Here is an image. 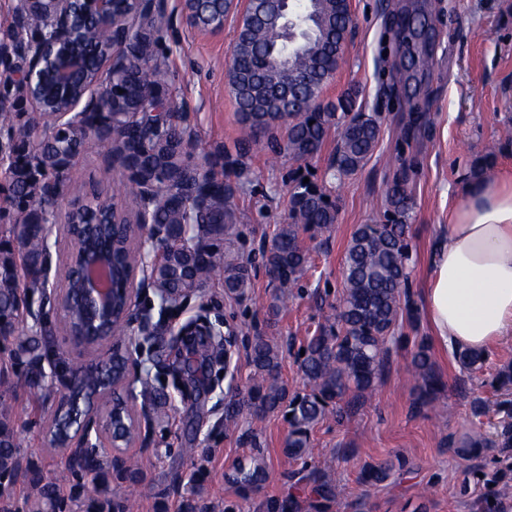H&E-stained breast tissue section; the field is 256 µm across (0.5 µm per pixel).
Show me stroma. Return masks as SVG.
I'll return each mask as SVG.
<instances>
[{
    "label": "stroma",
    "instance_id": "obj_1",
    "mask_svg": "<svg viewBox=\"0 0 512 512\" xmlns=\"http://www.w3.org/2000/svg\"><path fill=\"white\" fill-rule=\"evenodd\" d=\"M406 2L352 0L354 24L345 63L324 96L333 99L358 89L363 111L379 114L382 133L362 170L336 180L328 172L339 134L335 128L319 155L305 162L273 156L263 141L241 150L224 67L235 38L237 14H230L223 31L213 34L184 23L182 0H166L169 27L158 49L170 72L168 91L185 112L194 136V159L199 162L215 155L227 160L229 175L234 172L231 160L243 159L249 168L234 201L239 213L237 247L252 269L253 288L241 300L227 295L223 285L215 282L168 307L155 288L147 286L135 294V317L123 347L137 363L138 376L152 379L164 395L168 414L162 423L139 422L135 442L123 451L127 464L144 475L137 512H182L185 500L199 486L211 512H281L290 500L295 512H314L301 462L282 453L287 421L280 415L256 419L237 408L250 374L251 340L266 336L282 344L281 378L290 391L301 390L298 351L308 333L334 312L341 291V259L352 231L357 225L381 220L389 168L397 154H404L414 165L409 266L410 293L418 308L423 305L428 260L449 212L472 179L475 159L488 144L502 142L505 148L493 171L512 175V146L506 143L512 136V0H424L434 40L422 92L413 100L398 86L392 66L401 52L393 19ZM413 112L422 113L423 122L407 142L402 132ZM118 175L109 165L105 148L88 143L86 154L61 179L56 217H64L91 193L111 191ZM298 176L326 186L337 201V221L330 232L305 238L313 266L294 289L287 309L273 318L267 314L274 288L263 250L288 215L292 180ZM66 252L64 243L51 246L45 288L29 295L31 311L20 322L26 335L42 326L51 329L53 352L44 370L57 393L66 381L60 363L96 355L95 350L70 342L56 301L62 287L58 272ZM197 320L219 329L237 352L235 376L224 375L223 363H215L206 388L199 391L176 385L170 370L174 354L169 348L180 329ZM431 353L442 381L437 401L447 406L446 417L416 409L410 350L395 347L371 400L343 416H327L315 426L311 436L315 457L331 461L327 474L338 492L337 500L323 512H476L477 505L485 502L491 512H512V493L500 494L491 484L494 473L512 467V458L490 448L480 458L463 461L448 448L449 436L471 428L486 429L496 422L495 408L507 393L492 382L497 370L512 360V353L502 345L490 349L483 369L473 375L461 372L453 351L435 346ZM476 396L489 407L479 418L470 409ZM233 408L238 411L240 431L258 434L259 453L268 471L266 482L247 500L240 498L228 479L234 464L252 453L237 433L224 430V413ZM50 414V407L41 405L28 390H18L14 419L19 453L37 463L51 480L65 460V451L48 443ZM185 448L195 449V457L182 456ZM396 458L404 459L405 465L394 469L385 482L361 484L366 464Z\"/></svg>",
    "mask_w": 512,
    "mask_h": 512
}]
</instances>
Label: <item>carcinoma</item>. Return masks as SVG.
<instances>
[{"mask_svg":"<svg viewBox=\"0 0 512 512\" xmlns=\"http://www.w3.org/2000/svg\"><path fill=\"white\" fill-rule=\"evenodd\" d=\"M233 8V0H204L198 4L190 25L215 32ZM299 14L303 27L288 30L286 11L277 0H245L240 11L231 64L226 76L239 115L241 148L260 138L276 154L312 159L319 154L328 132L337 124L342 132L330 166L332 176L355 174L370 159L380 139L381 124L374 112L357 106L358 93L346 92L327 100V81L344 60L352 29L350 0H304ZM21 28L26 37L47 34V25L27 17ZM168 28L163 13L139 16L131 28L148 34V58H136L109 74L113 111L92 115L100 128V141L112 153L122 170L116 195L130 197L137 209L148 208L150 221L162 236L158 249L164 256L150 268L149 277L157 288L184 294L219 281L224 291L239 298L252 288L251 268L234 249L238 213L233 202L235 185L217 171L219 160L194 161L192 137L185 115L167 97L168 71L158 53L161 34ZM413 44L426 48L433 32L426 20L407 24ZM110 41L104 25H92L89 54L98 60ZM26 96L20 92L10 107L0 110V123L12 131L8 149L23 154V164H9L5 202L15 218L0 231V341L15 342L11 358L24 365V386L33 392L46 389L41 359L47 350L48 334L19 336L21 289L35 290L45 284V261L50 224L46 205L48 182L60 181L68 164L85 152L83 131L58 120L51 112L22 111ZM501 149L494 142L486 147L483 164L474 169L482 177ZM413 177L410 167L396 157L386 184L385 220L360 224L351 233L342 259L343 292L336 306L334 322L321 325L303 345L300 362L304 389L289 394L280 380L283 346L265 336L250 343L248 377L243 406L256 416L275 413L290 415L283 454L308 465L312 456L310 436L314 427L329 414L343 416L345 410L369 400L388 364L390 345L407 337L396 335L402 323L415 328L417 309L409 295V228L413 206ZM117 212L122 225L115 235L98 240V246L112 254L115 267L127 275L143 264L136 243L134 224L115 202L94 195L66 215L62 224L67 238L77 225L95 224ZM336 203L322 186L299 179L289 197L288 222L280 225L265 251L267 271L274 273L275 293L268 304L276 316L288 306L301 278L312 267L302 236L321 233L336 223ZM456 359L469 373L480 371L487 359L481 351L458 350ZM126 354L120 348L109 353L99 367L71 363L68 375L79 381L97 402L110 405L118 400L116 389L122 379ZM413 389L416 405L436 408L442 384L436 375L426 338L415 341L411 351ZM17 382L0 378V487L12 483L22 465L14 427L12 400ZM503 414L491 435L474 430L449 439V447L462 460L478 457L487 448L512 453V401L499 404ZM329 462L311 468L313 507L336 498V488L327 479ZM389 463L366 466L365 483L378 484L390 475ZM32 494L26 512H70L57 483L47 481L41 470L27 468ZM62 478L78 488L85 480L98 488L97 495L80 504L81 512H134L135 488L142 481L140 471L118 467L105 448H86L67 458ZM267 479L266 465L259 456L239 461L231 482L250 493Z\"/></svg>","mask_w":512,"mask_h":512,"instance_id":"carcinoma-1","label":"carcinoma"}]
</instances>
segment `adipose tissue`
<instances>
[{
	"label": "adipose tissue",
	"instance_id": "1",
	"mask_svg": "<svg viewBox=\"0 0 512 512\" xmlns=\"http://www.w3.org/2000/svg\"><path fill=\"white\" fill-rule=\"evenodd\" d=\"M423 304L442 348L486 351L512 339V179L466 186L430 257Z\"/></svg>",
	"mask_w": 512,
	"mask_h": 512
}]
</instances>
